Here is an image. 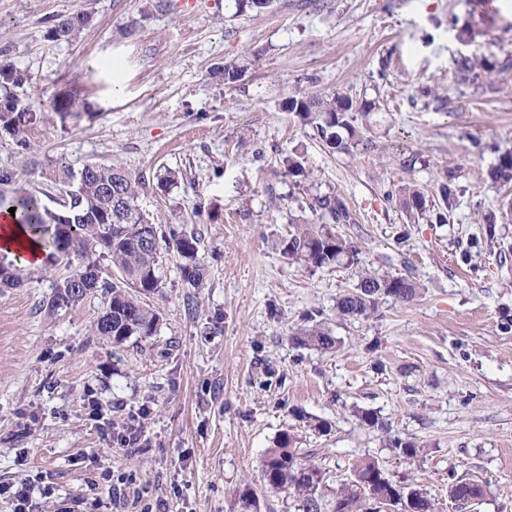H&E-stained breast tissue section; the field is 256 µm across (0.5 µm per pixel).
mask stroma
Masks as SVG:
<instances>
[{"instance_id": "35a3bbf8", "label": "stroma", "mask_w": 512, "mask_h": 512, "mask_svg": "<svg viewBox=\"0 0 512 512\" xmlns=\"http://www.w3.org/2000/svg\"><path fill=\"white\" fill-rule=\"evenodd\" d=\"M76 12L91 17L81 38L50 40ZM475 58L496 70L459 82ZM0 61L30 76L17 94L39 106L29 149L0 136V170L39 191L57 163L121 164L144 176L138 204L154 223L197 234L207 268L191 294L180 257L162 252L158 331L120 346L93 330L103 296L48 310L65 264L0 288V483L42 487L31 512H98L122 481L133 491L118 512H231L244 484L261 512H293L260 471L286 432L333 486L372 457L438 512H512V222L491 237L483 224L507 194L488 173L512 152V0L488 12L481 0H276L261 12L235 0H0ZM228 63L243 69L236 82L214 74ZM332 92L378 102L361 129L372 148L328 151L282 108ZM67 95L78 110L63 118L50 102ZM291 153L309 172L299 184L280 175ZM168 169L182 179L165 193ZM449 171L461 195L446 223L433 206L409 219L386 197L408 182L436 197ZM332 191L354 214L337 230L361 267L289 262L277 238ZM363 268L421 292L340 316L336 299ZM313 319L335 349L296 339ZM394 438L420 455H400ZM452 472L486 482V496L456 508Z\"/></svg>"}]
</instances>
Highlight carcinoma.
Masks as SVG:
<instances>
[{"label":"carcinoma","mask_w":512,"mask_h":512,"mask_svg":"<svg viewBox=\"0 0 512 512\" xmlns=\"http://www.w3.org/2000/svg\"><path fill=\"white\" fill-rule=\"evenodd\" d=\"M63 16L53 24L47 37L53 41L73 42L88 27L90 16L82 14L76 24ZM495 65L487 59L463 61L462 78L491 73ZM29 77L12 65H0V135L20 139L36 120L35 109L25 105L13 92ZM285 109L293 112L306 125L316 130L323 145L332 151L347 152L361 142L356 121L376 109L370 101L357 102L339 92L326 96L302 94L288 97ZM282 174L300 184L309 172L294 156L280 160ZM494 182H512V153H505L489 172ZM49 188L55 191L57 208L51 210L40 196L18 184L14 172L0 171V185L11 187L10 194L0 193V213L13 207V220L28 231L45 252L48 262H66L67 274L52 285L47 306L51 311L71 308L86 298L100 293L108 297L103 314L95 323V332L118 346L133 336H151L160 321L158 311L146 302L160 288L159 260L162 251L174 250L182 258L183 281L189 287H204L205 267L199 257L195 234L175 230L164 233L138 205L146 188L144 177L135 175L120 164L86 163L79 170L64 164L45 173ZM112 188V199L103 191ZM441 209H453L457 202L453 177L438 187ZM409 215L426 210L427 199L414 184L405 183L389 193ZM310 210L319 224H300L278 238L276 249L284 258L314 269L333 265H358L359 250L338 234L333 225L353 223L352 213L344 197L325 193L312 197ZM106 259L118 270L116 281L96 280L92 270L99 268L98 259ZM77 266H72L73 260ZM3 285L19 288L23 278L11 263L0 261ZM417 283L405 277L378 275L363 270L355 287L336 300V311L347 317H368L377 310L379 300L391 296L402 303L418 294ZM304 341L321 350H332L336 340L321 323L300 329ZM295 437L282 435L260 460L263 481L273 490L288 494L295 512H372L370 504L397 498V508L411 506L415 512H436L433 498L420 487L396 484L373 458H363L353 467V479L337 489L328 482L327 471L307 460L295 447ZM485 496V484L474 479L448 482V498L466 506ZM235 512H260V502L252 489L244 484L234 493Z\"/></svg>","instance_id":"cac0c4a2"}]
</instances>
